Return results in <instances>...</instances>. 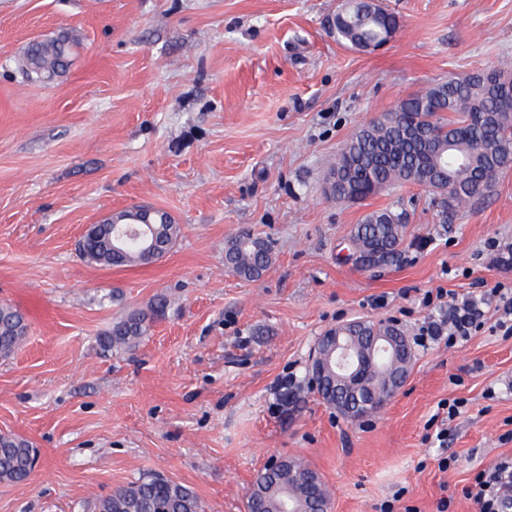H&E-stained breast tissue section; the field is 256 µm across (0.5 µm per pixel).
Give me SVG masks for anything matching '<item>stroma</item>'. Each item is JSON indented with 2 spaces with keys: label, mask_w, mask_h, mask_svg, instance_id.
<instances>
[{
  "label": "stroma",
  "mask_w": 512,
  "mask_h": 512,
  "mask_svg": "<svg viewBox=\"0 0 512 512\" xmlns=\"http://www.w3.org/2000/svg\"><path fill=\"white\" fill-rule=\"evenodd\" d=\"M341 0H0V303L25 339L0 357V432L30 441L38 467L0 483V512H91L116 487L162 475L202 512H246L256 474L296 457L319 471L331 512H479L463 490L512 455V336L414 350L403 389L351 422L304 382L330 327L432 314L427 291L512 283V165L483 201L447 214L438 193L326 194L344 141L429 84L512 61V0H383L400 26L383 49L339 41ZM67 35L68 69L30 83L29 45ZM145 207L180 227L149 265L82 261L86 225ZM409 212L397 262L345 257L374 210ZM273 244L263 276L224 268L241 230ZM170 299L132 352L96 338ZM464 407L445 444L439 402ZM451 457L448 470L437 461Z\"/></svg>",
  "instance_id": "obj_1"
}]
</instances>
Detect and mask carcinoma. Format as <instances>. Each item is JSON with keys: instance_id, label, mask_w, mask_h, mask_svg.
I'll return each instance as SVG.
<instances>
[{"instance_id": "cac0c4a2", "label": "carcinoma", "mask_w": 512, "mask_h": 512, "mask_svg": "<svg viewBox=\"0 0 512 512\" xmlns=\"http://www.w3.org/2000/svg\"><path fill=\"white\" fill-rule=\"evenodd\" d=\"M337 38L356 47L378 45L396 32L397 17L388 10L369 11L367 0H349L336 13ZM72 44L66 37L32 43L22 69L31 82L66 71ZM502 78L512 80V68L501 66L463 78H450L402 100L395 110L364 124L341 147L328 177H338L341 193L350 202L364 200L394 185L417 184L409 173L421 166L437 170L430 188L448 193L447 210L489 195L499 172L512 164V106L497 91ZM135 213L124 211L112 222L98 225L96 236L78 243L80 258L105 267L146 264L134 247L111 249L106 243L111 224H130ZM162 251L174 248L180 228L164 212L155 217ZM407 224L405 210L382 209L367 214L354 227L352 253L368 254L388 248L383 260L392 263L400 254ZM273 262L270 243L248 231L224 245V266L238 277L258 279ZM27 329L25 314L11 303H0V356L11 355ZM147 332V317L133 312L112 323L98 338L104 352H131ZM38 450L16 435L0 433V483H21L31 475ZM310 472L299 460L285 458L275 469L257 473L247 496L248 512H282L280 489L295 487ZM199 500L187 486L161 475L120 486L93 504V512H199Z\"/></svg>"}]
</instances>
